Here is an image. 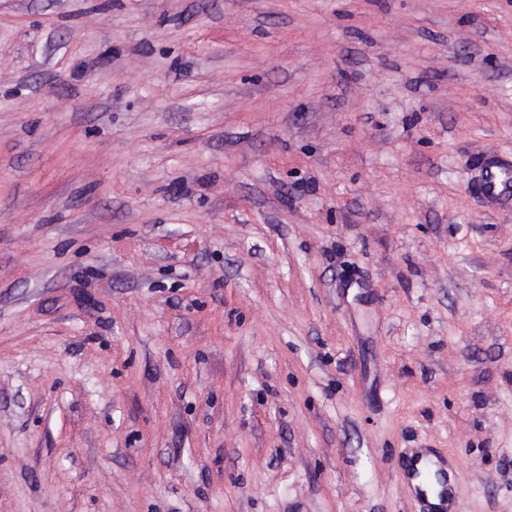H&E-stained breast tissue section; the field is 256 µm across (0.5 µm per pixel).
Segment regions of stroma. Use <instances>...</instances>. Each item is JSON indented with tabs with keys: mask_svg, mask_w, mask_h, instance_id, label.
Wrapping results in <instances>:
<instances>
[{
	"mask_svg": "<svg viewBox=\"0 0 512 512\" xmlns=\"http://www.w3.org/2000/svg\"><path fill=\"white\" fill-rule=\"evenodd\" d=\"M512 0H0V512H512ZM481 190L490 200H496L502 195L511 193L512 169L504 166H490L485 171ZM403 466L408 487L413 496L422 504L424 512H460L457 486L461 479V473L447 458L431 454L421 448L412 451L405 458ZM427 473L434 476L438 486L437 502H431L428 499L427 490L419 481ZM415 480H418L419 484H414Z\"/></svg>",
	"mask_w": 512,
	"mask_h": 512,
	"instance_id": "1",
	"label": "stroma"
}]
</instances>
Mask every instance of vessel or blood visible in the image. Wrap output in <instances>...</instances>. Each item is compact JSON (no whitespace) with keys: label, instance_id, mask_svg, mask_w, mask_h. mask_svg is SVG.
I'll return each instance as SVG.
<instances>
[{"label":"vessel or blood","instance_id":"b4317fda","mask_svg":"<svg viewBox=\"0 0 512 512\" xmlns=\"http://www.w3.org/2000/svg\"><path fill=\"white\" fill-rule=\"evenodd\" d=\"M484 196L495 200L512 192V169L490 166L481 185ZM409 489L421 503L424 512H460L457 486L461 479L459 469L447 458L429 453L425 449L412 451L403 462ZM433 475L438 486L435 498H428L427 491L419 480L423 475Z\"/></svg>","mask_w":512,"mask_h":512}]
</instances>
